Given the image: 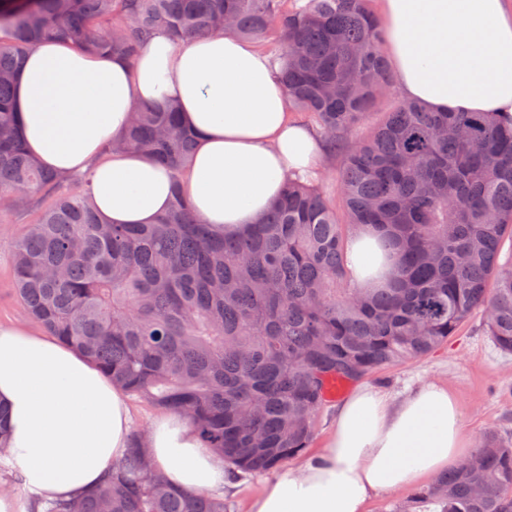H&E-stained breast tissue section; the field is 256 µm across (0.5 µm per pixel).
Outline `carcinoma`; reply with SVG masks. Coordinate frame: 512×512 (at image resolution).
<instances>
[{
    "label": "carcinoma",
    "mask_w": 512,
    "mask_h": 512,
    "mask_svg": "<svg viewBox=\"0 0 512 512\" xmlns=\"http://www.w3.org/2000/svg\"><path fill=\"white\" fill-rule=\"evenodd\" d=\"M370 3L0 0V200L21 194L38 212L15 248L25 313L129 395L186 414L234 478L304 453L332 382L421 359L477 313L512 355V265L500 262L512 242V122L400 100L349 143L390 86ZM224 20L273 39L288 110L345 152L344 219L319 182L290 179L240 235L202 223L180 189L193 134L173 105H136L120 139L171 170V206L153 224L106 223L86 180L27 154L16 79L37 42L133 60L159 28L183 40ZM365 226L396 257L384 288L357 287L345 268L347 234ZM44 512L225 510L203 490L172 488L136 433L102 488ZM394 512H512V440L486 431L468 460Z\"/></svg>",
    "instance_id": "carcinoma-1"
}]
</instances>
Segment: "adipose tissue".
<instances>
[{"label": "adipose tissue", "instance_id": "1", "mask_svg": "<svg viewBox=\"0 0 512 512\" xmlns=\"http://www.w3.org/2000/svg\"><path fill=\"white\" fill-rule=\"evenodd\" d=\"M378 2L401 98L512 118V0ZM279 73L272 55L229 30L180 43L157 31L132 63L42 42L19 73L21 130L41 166L88 179L107 222L150 224L170 205V171L108 145L135 103L174 101L195 137L184 195L204 223L234 235L265 216L288 177L311 173L327 155L316 127L291 116ZM394 266L370 230L352 234L347 268L360 287H384ZM0 403L11 424L0 460L26 490L22 498L0 491V512H42L44 501L96 490L129 446L124 391L84 354L32 328L0 325ZM148 443L172 486L231 491L223 456L187 417L156 418ZM471 451L447 387L427 384L396 399L361 386L338 405L322 448L267 480L247 512H366L374 495L432 480Z\"/></svg>", "mask_w": 512, "mask_h": 512}]
</instances>
